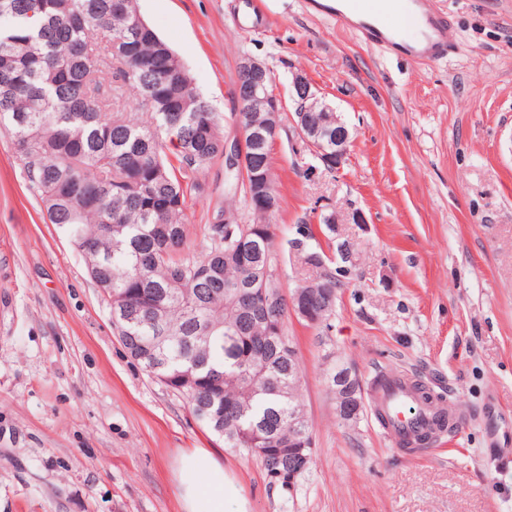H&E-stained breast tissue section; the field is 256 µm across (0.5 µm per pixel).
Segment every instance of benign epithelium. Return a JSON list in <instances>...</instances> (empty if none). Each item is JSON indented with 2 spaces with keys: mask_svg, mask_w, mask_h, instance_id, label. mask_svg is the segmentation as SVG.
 Segmentation results:
<instances>
[{
  "mask_svg": "<svg viewBox=\"0 0 512 512\" xmlns=\"http://www.w3.org/2000/svg\"><path fill=\"white\" fill-rule=\"evenodd\" d=\"M237 71L244 74L246 83L243 86L235 85L236 112L233 113V119L239 134L224 135V166L230 174L239 175L241 180L252 177L253 183L261 185L264 190L268 186V176L263 173V165L258 160L273 146L281 127L278 100L271 92L262 100L264 109L273 113L274 118L273 122L265 125L255 128L245 126L241 112L244 101L257 104L255 91L264 84L273 82L272 71L265 63L251 56H244L239 60ZM292 97L298 113L296 130L304 148L320 157L327 165L340 168L351 143V132L347 125L322 100L319 91L306 76H294ZM316 106L327 117L323 122L313 125L304 115L313 111ZM327 135L334 142L329 152L325 150L324 137ZM336 393V412L344 418L354 416L360 408L358 381L349 372H343L336 378Z\"/></svg>",
  "mask_w": 512,
  "mask_h": 512,
  "instance_id": "obj_1",
  "label": "benign epithelium"
}]
</instances>
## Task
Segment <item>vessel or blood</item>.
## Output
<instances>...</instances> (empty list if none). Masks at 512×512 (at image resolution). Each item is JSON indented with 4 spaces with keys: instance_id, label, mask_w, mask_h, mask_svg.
Returning a JSON list of instances; mask_svg holds the SVG:
<instances>
[{
    "instance_id": "vessel-or-blood-1",
    "label": "vessel or blood",
    "mask_w": 512,
    "mask_h": 512,
    "mask_svg": "<svg viewBox=\"0 0 512 512\" xmlns=\"http://www.w3.org/2000/svg\"><path fill=\"white\" fill-rule=\"evenodd\" d=\"M331 17L361 39L418 62H435L450 51L448 17L427 0H339ZM370 398L374 412L384 416L385 433L398 445L416 444L431 433L437 411L422 406L406 376L377 375Z\"/></svg>"
}]
</instances>
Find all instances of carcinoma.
<instances>
[{
    "mask_svg": "<svg viewBox=\"0 0 512 512\" xmlns=\"http://www.w3.org/2000/svg\"><path fill=\"white\" fill-rule=\"evenodd\" d=\"M136 0H0V131L50 223L67 231L112 329L151 378L180 394L226 448L288 472V421L305 415L300 364L288 355V300L318 324L342 282L297 226L290 249L319 270L291 297L274 273L275 212L204 226L188 255L186 200L224 156L226 115L198 92ZM263 448L259 454L255 449Z\"/></svg>",
    "mask_w": 512,
    "mask_h": 512,
    "instance_id": "1",
    "label": "carcinoma"
}]
</instances>
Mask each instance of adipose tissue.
<instances>
[{
	"mask_svg": "<svg viewBox=\"0 0 512 512\" xmlns=\"http://www.w3.org/2000/svg\"><path fill=\"white\" fill-rule=\"evenodd\" d=\"M182 496L186 512H225L224 468L205 451L184 462Z\"/></svg>",
	"mask_w": 512,
	"mask_h": 512,
	"instance_id": "1",
	"label": "adipose tissue"
}]
</instances>
